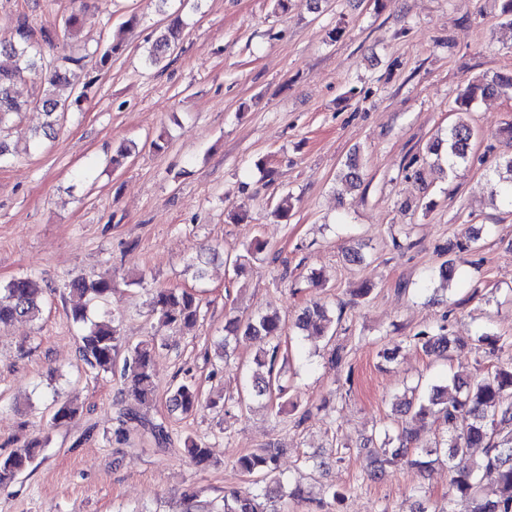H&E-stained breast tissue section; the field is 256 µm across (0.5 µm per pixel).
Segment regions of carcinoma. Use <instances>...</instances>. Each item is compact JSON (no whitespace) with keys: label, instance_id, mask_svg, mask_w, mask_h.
I'll list each match as a JSON object with an SVG mask.
<instances>
[{"label":"carcinoma","instance_id":"obj_1","mask_svg":"<svg viewBox=\"0 0 512 512\" xmlns=\"http://www.w3.org/2000/svg\"><path fill=\"white\" fill-rule=\"evenodd\" d=\"M182 27L181 18L176 17L154 37L146 50L145 62L148 65L156 66L167 57L174 49L176 35ZM56 36L57 31L53 28L34 29L28 16L22 14L16 19L12 39L0 41V129L12 117L26 110V104L14 97L13 86L31 75L40 77L37 104L47 117L46 130L54 129L58 113L77 108L87 99L89 90L96 83L94 77L89 78L76 96L63 97L60 94V88L68 85L71 67H84L86 57L44 55L42 45L52 44ZM123 51L122 39H111L95 61L94 68L102 70L108 67L112 57ZM507 91H512V70L469 83L455 100V119L448 124L446 137H437L427 143L426 153L445 157L451 169L465 164L474 129L463 114L470 111L475 100ZM497 175L499 196L512 207V155L502 158ZM341 182L350 189L361 186L363 171L358 159L353 158L344 164ZM264 249V242L256 238L246 246L244 253L229 259V264L239 274ZM114 287L116 281L110 275L90 282L78 278L71 283V291L92 300L105 298ZM149 306L161 324L181 332L195 327L201 309L200 300L194 293L178 288L153 289ZM41 312V289L30 276L20 275L0 286V324L18 319L34 321ZM331 324L327 309L320 304L304 308L297 318L298 328L310 330L317 336L328 335ZM224 332L221 348L225 354L229 353L231 342L240 336H247L258 344L253 359L256 365L252 382L254 394L274 393L280 400L285 398L288 387L281 384L279 362L288 360V351L281 347L279 318L262 314L246 319L230 316L225 321ZM413 340L426 354L439 356L448 350L450 344L448 326L426 328L413 336ZM477 342L492 352L512 349V341L488 331L481 332ZM162 346L164 343L154 337L126 346L122 344L115 320L104 318L84 329L79 352L91 371L119 376L129 400L143 407L153 401V359ZM121 352L125 356L119 366L117 358ZM172 401L175 408L184 414L201 405L199 391L192 378L186 377L177 385ZM397 406L403 413L414 412L420 421L437 416L448 426L446 438L420 447L425 459L414 461L417 467L426 468L440 456L446 457L451 472L448 512H512V358L479 381L471 383L453 379L449 385H435L423 397L415 401H400ZM78 412L79 408L70 402H57L51 423L55 427L65 425ZM461 419L466 421L462 428L457 426ZM419 434L420 427L415 424L401 425L394 437L390 435V428H384L380 433L379 446L368 455L370 472L376 475L390 460L406 455L410 447L418 443ZM45 445L46 441L35 438L7 454H0V485L12 483L24 474L34 463L39 449ZM185 446L195 463H207L209 450L205 440L189 438ZM478 447L484 448V454L474 461L469 458V449ZM281 454L282 448L271 443L259 452L238 460L239 469L248 476L260 477L264 488L259 493L235 492L224 497V512H270L267 502L282 496V482L276 474ZM485 481L496 486V497L487 498L480 493L481 484Z\"/></svg>","mask_w":512,"mask_h":512}]
</instances>
